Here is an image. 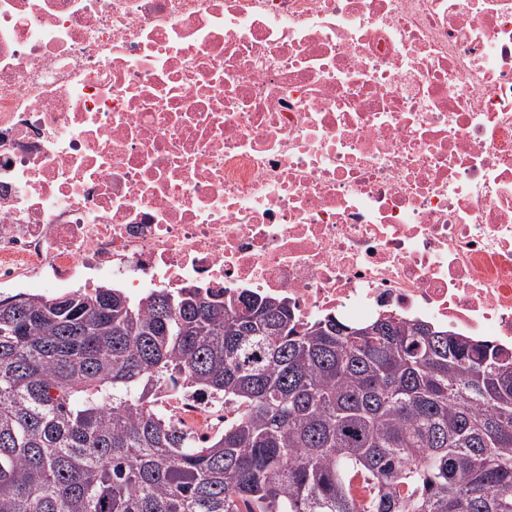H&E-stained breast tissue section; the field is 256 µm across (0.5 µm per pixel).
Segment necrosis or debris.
<instances>
[{
  "instance_id": "obj_1",
  "label": "necrosis or debris",
  "mask_w": 512,
  "mask_h": 512,
  "mask_svg": "<svg viewBox=\"0 0 512 512\" xmlns=\"http://www.w3.org/2000/svg\"><path fill=\"white\" fill-rule=\"evenodd\" d=\"M103 276L512 346V0H0V283Z\"/></svg>"
}]
</instances>
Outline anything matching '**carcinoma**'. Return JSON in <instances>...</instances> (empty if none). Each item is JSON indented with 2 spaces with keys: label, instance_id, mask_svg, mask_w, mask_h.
Returning <instances> with one entry per match:
<instances>
[{
  "label": "carcinoma",
  "instance_id": "cac0c4a2",
  "mask_svg": "<svg viewBox=\"0 0 512 512\" xmlns=\"http://www.w3.org/2000/svg\"><path fill=\"white\" fill-rule=\"evenodd\" d=\"M164 391L233 417L196 441ZM0 512H512V347L199 288L0 297Z\"/></svg>",
  "mask_w": 512,
  "mask_h": 512
}]
</instances>
